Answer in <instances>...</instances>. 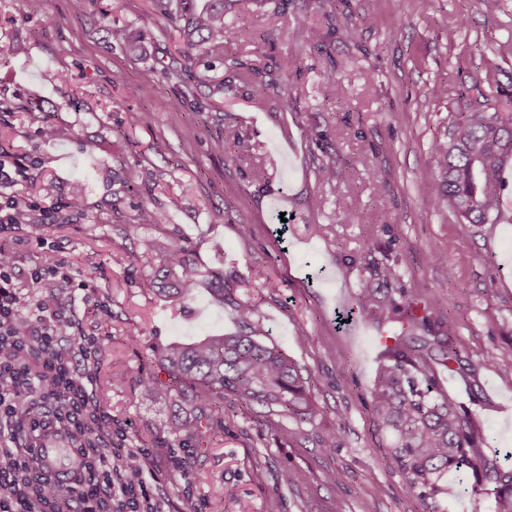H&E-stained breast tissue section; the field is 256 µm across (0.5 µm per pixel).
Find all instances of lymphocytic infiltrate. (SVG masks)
Segmentation results:
<instances>
[{
  "label": "lymphocytic infiltrate",
  "instance_id": "obj_1",
  "mask_svg": "<svg viewBox=\"0 0 512 512\" xmlns=\"http://www.w3.org/2000/svg\"><path fill=\"white\" fill-rule=\"evenodd\" d=\"M12 255L0 256V512H53L76 503L77 512H164L165 492L145 489L142 449L112 451V420L91 398L94 380L76 367L89 340L73 334L71 316L59 304L55 283L69 279L66 264L33 270L40 293L22 307L14 288ZM59 428L84 454H97L86 476L63 489L37 477L32 451L40 431Z\"/></svg>",
  "mask_w": 512,
  "mask_h": 512
}]
</instances>
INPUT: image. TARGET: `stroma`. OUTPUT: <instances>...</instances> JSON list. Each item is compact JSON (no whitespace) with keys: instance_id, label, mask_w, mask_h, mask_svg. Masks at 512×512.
Here are the masks:
<instances>
[{"instance_id":"35a3bbf8","label":"stroma","mask_w":512,"mask_h":512,"mask_svg":"<svg viewBox=\"0 0 512 512\" xmlns=\"http://www.w3.org/2000/svg\"><path fill=\"white\" fill-rule=\"evenodd\" d=\"M104 11L131 30L139 56L113 45L99 23ZM12 13V0H0V99L16 106L0 112V198L33 210L31 223L0 228V247L22 272L15 288L25 304L35 295L30 269L69 266L70 281L55 292L81 335L97 340L78 365L94 374L93 399L112 417L115 446L149 447L167 512H431L407 495L370 414L379 335L406 327L410 299L454 329L458 370L441 375L449 396L494 448L512 450V379L491 361L512 348V158L502 169L508 220L464 224L431 204L442 177L429 150L459 109L512 108V0H228L226 24L251 36L226 42L224 56L257 68L269 88L252 97L225 70L217 109L201 85L207 71L183 53L174 22L152 0H44L23 24ZM284 56L295 62L293 112L272 86L271 64ZM161 57L199 85L181 108L172 105L179 86L155 68ZM58 69L68 83L53 81ZM439 84L441 97L431 92ZM47 121L60 130L51 143L39 135ZM236 136L265 164L263 186L251 184L249 162L217 149ZM90 142L99 145L92 154ZM328 153L338 159L332 185L316 177ZM132 168L140 179L130 193ZM76 180L87 219L46 223ZM184 197L196 207L183 208ZM141 206L158 223H137ZM176 234L198 265L248 285L267 340L313 377V422L228 398L213 439L185 448L150 441L179 411L146 400L135 382L154 372V347L237 329L206 291L179 310L146 285L131 258L138 238ZM432 246L446 263L429 260ZM270 280L276 290L266 289ZM365 280L386 316L356 313ZM134 320L142 334L133 343ZM332 431L341 441L321 454L318 440ZM286 471L292 483H281ZM445 482L444 512H493L490 497L458 476Z\"/></svg>"}]
</instances>
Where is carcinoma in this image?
<instances>
[{
  "mask_svg": "<svg viewBox=\"0 0 512 512\" xmlns=\"http://www.w3.org/2000/svg\"><path fill=\"white\" fill-rule=\"evenodd\" d=\"M43 0H14L13 18L27 22L41 12ZM161 16L181 22L179 35L188 53L224 61V42L230 31L224 23V0H153ZM112 41L130 54L138 52L134 38L123 26L101 17ZM233 71L262 97L266 84L255 80L257 71L235 60ZM443 176V198L464 224H494L500 212L502 163L512 155V109L458 112L447 136L430 146ZM319 180L336 179V157L316 169ZM441 198V199H443ZM434 200V206L441 205ZM147 267L151 290L179 304L205 288L214 301L228 306L241 329L236 333L207 335L169 343L152 351L158 371L167 376L142 374L138 387L152 397L175 395L181 413L167 428L180 446L201 442L224 430V398L247 408H280L298 421L311 422L316 413L311 376L283 350L263 340L256 308L248 292L224 276L222 269L200 270L179 239L161 243L152 237L138 240L135 255ZM408 324L383 349L370 388L372 417L379 430L391 435L385 449L406 479L409 492L431 501L440 512L448 494L443 478L455 473L473 478V486L494 499V512H512V463L509 455L490 448L491 438L474 427L470 414L448 396L440 371L453 370L457 359L454 336H441L429 315L416 302H406ZM359 309L366 315L384 313L374 289L362 284Z\"/></svg>",
  "mask_w": 512,
  "mask_h": 512,
  "instance_id": "1",
  "label": "carcinoma"
}]
</instances>
